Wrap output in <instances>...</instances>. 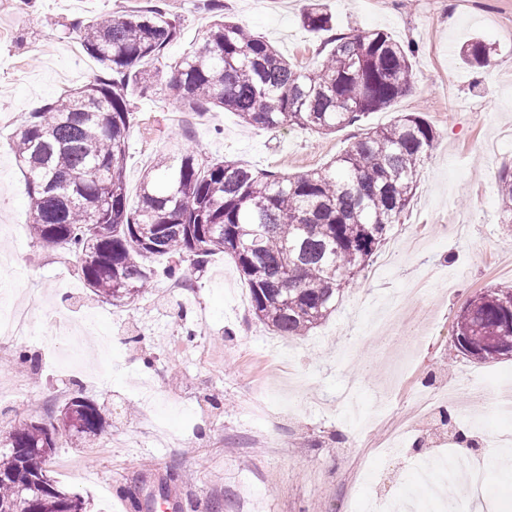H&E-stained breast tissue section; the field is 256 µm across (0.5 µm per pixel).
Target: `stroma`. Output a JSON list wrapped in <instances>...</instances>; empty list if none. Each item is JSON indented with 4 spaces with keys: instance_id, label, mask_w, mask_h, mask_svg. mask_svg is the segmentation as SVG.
Returning a JSON list of instances; mask_svg holds the SVG:
<instances>
[{
    "instance_id": "1",
    "label": "stroma",
    "mask_w": 512,
    "mask_h": 512,
    "mask_svg": "<svg viewBox=\"0 0 512 512\" xmlns=\"http://www.w3.org/2000/svg\"><path fill=\"white\" fill-rule=\"evenodd\" d=\"M183 32L173 61L204 36L207 0H166ZM225 16L268 40L295 65H308L331 35L380 29L413 41L412 90L390 108L330 134L267 130L230 112L182 108L163 84L131 100L134 126L127 186L136 193L154 156L189 148L199 160L235 161L259 172L298 174L325 165L367 129L404 112L434 125L435 149L416 195L392 225L375 261L325 321L303 336H280L251 311L249 290L229 256L189 273L174 292L152 282L134 304L90 295L65 249L29 233V205L15 165L17 118L86 84L97 69L69 25L99 13L121 17L130 0H0V297L36 290L41 327L0 347L22 383L0 399V445L21 420L48 421L67 396L96 403L107 424L74 444L59 436L54 457L70 461L55 479L89 498L93 512H128L166 490L190 512H367L376 497L415 492L418 512H437L411 470L414 458L485 460L448 437L439 413L424 416L418 392L465 380L512 382V357L486 363L461 352L453 325L480 291L512 285V228L501 224L497 176L512 160V0H323L332 32L301 25L305 0H220ZM492 44L490 65L473 70L458 51L471 37ZM96 313L118 362L107 386L74 379L56 361L61 340L51 310ZM468 438L512 428V416L451 395Z\"/></svg>"
}]
</instances>
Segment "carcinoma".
<instances>
[{"label":"carcinoma","mask_w":512,"mask_h":512,"mask_svg":"<svg viewBox=\"0 0 512 512\" xmlns=\"http://www.w3.org/2000/svg\"><path fill=\"white\" fill-rule=\"evenodd\" d=\"M307 30H333L332 15L312 3ZM98 71L86 85L27 113L13 134L16 165L28 187L31 232L67 250L87 288L114 305L137 301L160 275L189 281L216 254L230 256L250 294L253 314L280 336H300L325 320L358 273L369 265L388 228L409 207L420 169L434 148V127L405 112L387 127L354 140L327 165L299 174L257 172L228 161L198 162L184 150L159 156L144 173L136 203L126 187L130 98L167 78L179 102L195 111L221 108L269 130L299 127L332 133L391 107L411 91L415 47L382 30L333 37L316 65L297 67L237 22L214 20L202 40L155 68L180 39V19L161 7L124 17L71 23ZM491 47L462 46L469 67L487 62ZM504 223H512V165L498 171ZM163 257L160 271L149 259ZM469 299L455 321L458 346L481 347L478 361L512 355V287ZM73 415L48 426L29 421L0 450V512L18 495L33 512H69L52 488L18 492L13 475L48 470L64 431L88 439L104 431L100 408L84 398Z\"/></svg>","instance_id":"obj_1"}]
</instances>
